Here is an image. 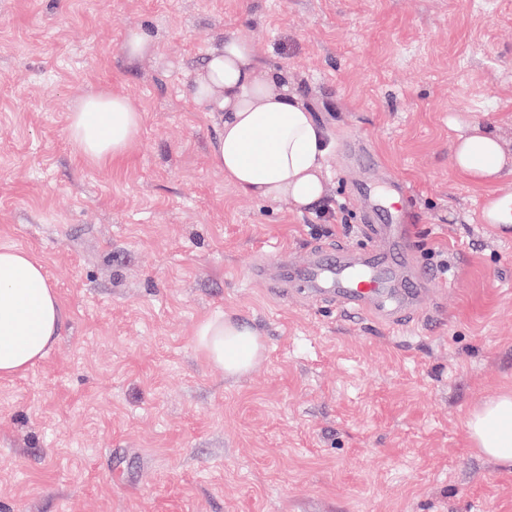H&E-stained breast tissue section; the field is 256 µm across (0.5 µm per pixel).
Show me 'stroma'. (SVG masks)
Listing matches in <instances>:
<instances>
[{"mask_svg":"<svg viewBox=\"0 0 512 512\" xmlns=\"http://www.w3.org/2000/svg\"><path fill=\"white\" fill-rule=\"evenodd\" d=\"M153 54L128 60L130 30ZM327 129L326 199L296 213L213 168L190 87L225 32ZM144 114L88 163V92ZM512 140V0H0V247L31 251L65 312L47 356L0 379V512H512V471L470 411L512 389V235L451 170L448 115ZM407 182L427 268L452 274L401 325L276 278L264 257L357 246L355 183ZM224 314L262 355L226 375L195 330Z\"/></svg>","mask_w":512,"mask_h":512,"instance_id":"1","label":"stroma"}]
</instances>
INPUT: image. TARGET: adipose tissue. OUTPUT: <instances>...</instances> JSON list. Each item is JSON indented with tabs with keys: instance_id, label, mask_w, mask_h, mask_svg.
I'll use <instances>...</instances> for the list:
<instances>
[{
	"instance_id": "1",
	"label": "adipose tissue",
	"mask_w": 512,
	"mask_h": 512,
	"mask_svg": "<svg viewBox=\"0 0 512 512\" xmlns=\"http://www.w3.org/2000/svg\"><path fill=\"white\" fill-rule=\"evenodd\" d=\"M221 131L210 145V163L224 180L251 198L288 200L307 211L325 196L326 134L281 76L261 66L252 46L233 33L206 56L191 86ZM143 114L128 98L107 92L78 99L68 115L71 141L94 163L124 158L136 143ZM450 166L485 191L483 223L512 230V147L494 123L467 113L448 115ZM63 322L61 301L44 266L32 253L0 247V379L43 359ZM195 334L207 357L226 373L247 371L261 354L257 332L226 316L208 319ZM475 448L512 469V391L486 401L465 419Z\"/></svg>"
}]
</instances>
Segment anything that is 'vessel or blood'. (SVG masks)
Listing matches in <instances>:
<instances>
[{"label":"vessel or blood","mask_w":512,"mask_h":512,"mask_svg":"<svg viewBox=\"0 0 512 512\" xmlns=\"http://www.w3.org/2000/svg\"><path fill=\"white\" fill-rule=\"evenodd\" d=\"M409 191L394 182V205L380 211L369 205L362 213L361 234L367 247L358 254L345 249L318 253L301 262L281 265L282 285L299 281L341 304L344 311H369L396 325L411 312L419 297L444 279L414 256L404 201Z\"/></svg>","instance_id":"1"}]
</instances>
